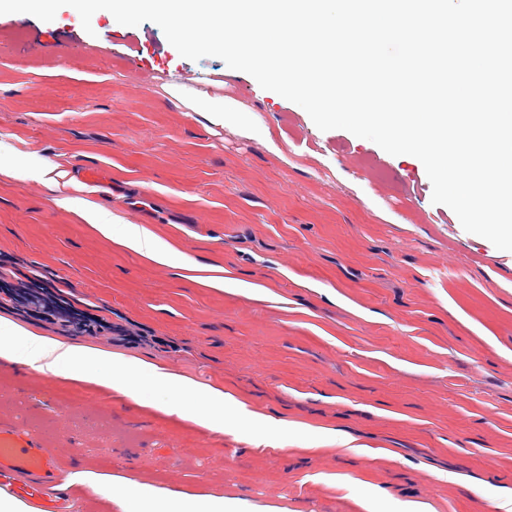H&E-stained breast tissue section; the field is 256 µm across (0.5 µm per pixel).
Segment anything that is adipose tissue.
<instances>
[{"instance_id":"adipose-tissue-1","label":"adipose tissue","mask_w":512,"mask_h":512,"mask_svg":"<svg viewBox=\"0 0 512 512\" xmlns=\"http://www.w3.org/2000/svg\"><path fill=\"white\" fill-rule=\"evenodd\" d=\"M165 92L174 106L204 113L211 124L235 127L263 142L272 153H279L277 143L264 128L250 122L246 110L234 99L212 96L179 81L169 83ZM61 204L78 213L85 224L117 248L196 273L197 283L221 292L242 293L250 289L249 283L225 278L219 266L207 267L205 274H198V266L191 258L143 225L127 222L79 198L66 197ZM0 365L24 368L79 391L126 397L153 410L163 420L188 423L201 432L222 434L237 430L259 446L284 449L310 434L307 425L276 421L246 410L223 388L202 385L164 366L99 350L74 339L38 334L2 317ZM69 480L109 498L119 512H254L248 503L221 495H180L151 482L93 470L75 472Z\"/></svg>"}]
</instances>
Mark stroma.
<instances>
[{
	"label": "stroma",
	"instance_id": "obj_1",
	"mask_svg": "<svg viewBox=\"0 0 512 512\" xmlns=\"http://www.w3.org/2000/svg\"><path fill=\"white\" fill-rule=\"evenodd\" d=\"M236 99L281 152L170 104L171 80ZM0 163L54 166L66 190L0 174V315L219 384L247 409L340 445L256 449L126 399L0 366V420L89 468L257 512H498L512 489V252L432 201L422 162L343 129L219 58H183L155 23L72 7L0 15ZM99 165L103 187L79 179ZM154 229L266 289L218 292L115 248L60 194Z\"/></svg>",
	"mask_w": 512,
	"mask_h": 512
}]
</instances>
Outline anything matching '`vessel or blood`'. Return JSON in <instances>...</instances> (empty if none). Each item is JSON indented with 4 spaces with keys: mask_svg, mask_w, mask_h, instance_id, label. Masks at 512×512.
<instances>
[{
    "mask_svg": "<svg viewBox=\"0 0 512 512\" xmlns=\"http://www.w3.org/2000/svg\"><path fill=\"white\" fill-rule=\"evenodd\" d=\"M57 468L42 438L0 421V493L26 502L31 512H67L69 494L56 487Z\"/></svg>",
    "mask_w": 512,
    "mask_h": 512,
    "instance_id": "obj_1",
    "label": "vessel or blood"
}]
</instances>
